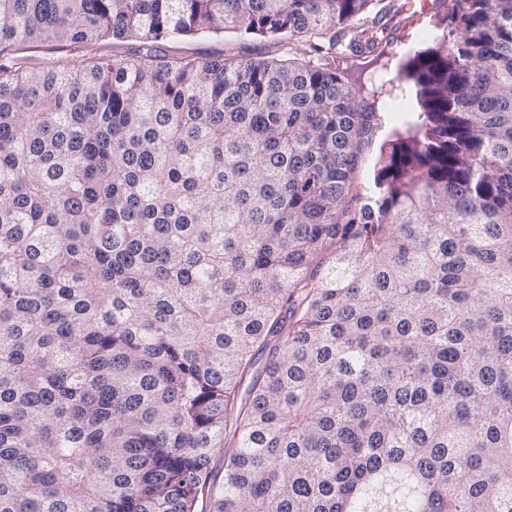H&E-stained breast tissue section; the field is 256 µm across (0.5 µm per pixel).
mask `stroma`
<instances>
[{"instance_id":"obj_1","label":"stroma","mask_w":512,"mask_h":512,"mask_svg":"<svg viewBox=\"0 0 512 512\" xmlns=\"http://www.w3.org/2000/svg\"><path fill=\"white\" fill-rule=\"evenodd\" d=\"M399 12L388 22V44L383 56L356 61L349 69V82L356 97L364 103H375L381 115V127L374 140L362 149L354 178L356 189H363L373 177L381 143L396 133L405 132L420 111L415 91L396 82L399 68L416 52L430 47L440 18L428 11L423 18L413 16L409 0H398ZM159 53L188 52L197 56L217 57L231 49L245 58L266 57L270 46L261 39L242 40L233 33L221 36L203 35L194 38H169L157 42ZM112 54L111 41L94 45L82 42L45 43L36 49L24 50L31 67L49 63L77 64L88 57L107 58Z\"/></svg>"}]
</instances>
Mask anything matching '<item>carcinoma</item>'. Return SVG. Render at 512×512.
I'll return each instance as SVG.
<instances>
[{
    "instance_id": "cac0c4a2",
    "label": "carcinoma",
    "mask_w": 512,
    "mask_h": 512,
    "mask_svg": "<svg viewBox=\"0 0 512 512\" xmlns=\"http://www.w3.org/2000/svg\"><path fill=\"white\" fill-rule=\"evenodd\" d=\"M435 2L357 192L394 0H0V512H512V0ZM399 13L387 23L388 44L385 54L373 60L370 56L356 61L349 69V82L357 101L362 99L367 105L375 99L376 110L381 114V128L374 140L363 146L354 187L362 190L373 177L381 143L394 133H405L409 123L421 112L415 96V89L398 81L386 82L396 75L399 68L416 52L433 45L432 36L440 23L441 15L431 6L427 14L417 21L412 16L419 10V2L410 9L409 1L397 0ZM386 82L383 87L381 84ZM373 91L375 96L373 97ZM159 53L188 52L196 56L218 57L227 49H234L244 58H263L273 50L269 43L261 39L240 40L233 33L224 36L203 35L194 38H169L154 43ZM112 40H105L90 45L82 42L70 43H44L36 49H26L20 51L30 67L40 68L49 63L56 62L61 64H78L88 57L96 55L97 57H112Z\"/></svg>"
}]
</instances>
